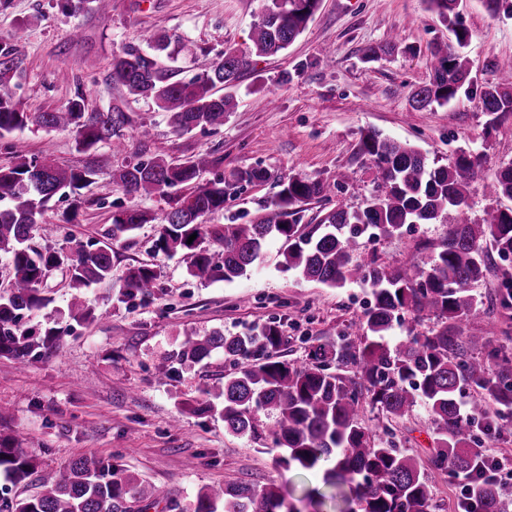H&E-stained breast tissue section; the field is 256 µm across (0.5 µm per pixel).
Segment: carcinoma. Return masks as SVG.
I'll return each mask as SVG.
<instances>
[{
  "mask_svg": "<svg viewBox=\"0 0 512 512\" xmlns=\"http://www.w3.org/2000/svg\"><path fill=\"white\" fill-rule=\"evenodd\" d=\"M322 0H264L249 53L229 51L210 68L188 81L173 79L158 53L176 44L193 52V45L176 34L160 33L152 52L129 47L112 55L109 78L134 96L153 100L169 113L177 133L216 129L235 107L230 89L248 64L247 55H275L288 48L307 28ZM432 11L452 26L455 45L435 43L436 61L428 81L414 93L415 108L450 105L459 90L472 83L470 63L457 49L467 42L458 22L456 0H429ZM23 58L11 46L0 45V138L31 124L75 134L76 148L88 151L103 141L125 149L121 130L128 118L117 106L90 112L78 92L64 109L27 112L7 90L23 71ZM479 102L489 116L488 126L512 115V80L488 81ZM15 161L0 166V254L8 256L12 283L0 296V356L23 361L36 348L49 350L60 338L59 328L46 327L34 335L18 329L23 313L47 308L53 299L40 284L45 273L64 267L70 287L87 288L112 274V243L134 236L143 224L158 225L156 248L182 253L190 276L209 278L218 272L226 282L247 275L268 239L288 243L283 267L300 278L329 288L364 283L372 300L361 316L359 336L342 335L310 351L311 362L290 366L278 359L284 344L276 323L270 322L238 336L220 330L187 342L177 359L195 364L224 352L236 371L224 375L225 430L236 437L260 440L279 452L278 462L323 472L335 488L337 512H436V477L446 474L467 481L475 512H509L496 482L483 476L477 463L493 458L479 434H512V334L493 329L465 335L478 311L475 286L483 281L494 257L512 255V209L496 210L486 224H473L466 195L477 174L478 158L461 152L448 166H431L416 147L372 130L363 134L359 152L373 164L375 187L364 207L341 206L320 221L323 230L300 233L297 205L328 197L321 179L290 175L277 181L279 191L248 224H207L204 217L224 210L228 191L239 184L270 178L263 168H235L226 176L198 182L201 172L218 163L207 154L182 162L163 157L138 158L113 172V180L132 194L164 195L181 186L186 192L171 199L169 208L149 213L136 208L112 214L102 245L89 249L38 250L31 245L34 231L49 236L41 224L48 203L66 190L77 195L92 183L90 166L70 168L51 159L27 156L23 143L13 144ZM490 197L512 199V162L497 170L488 184ZM457 222L431 255L388 272L376 254L361 258L362 239L375 241L405 225L431 224L448 209ZM196 235L188 241L190 235ZM222 246L215 260L208 243ZM156 274L148 265L127 269L121 295L148 296ZM512 311V271L502 270L499 287L489 297L488 311ZM78 323L98 319L80 296L68 305ZM410 316L434 319L423 334L387 339L393 325ZM354 369V376L342 374ZM473 388L469 412L459 398L463 386ZM424 407L434 425L437 448L431 468L398 448L391 423ZM387 419L382 432L366 426V408ZM0 476L11 485L34 484L25 497H0V512H146L167 497L165 489L129 470L116 456L78 457L54 472L40 470L36 456L0 439ZM191 512H294L275 486L256 488L246 483L213 486L197 494Z\"/></svg>",
  "mask_w": 512,
  "mask_h": 512,
  "instance_id": "obj_1",
  "label": "carcinoma"
}]
</instances>
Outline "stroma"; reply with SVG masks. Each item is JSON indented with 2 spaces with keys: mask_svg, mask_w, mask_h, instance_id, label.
Instances as JSON below:
<instances>
[{
  "mask_svg": "<svg viewBox=\"0 0 512 512\" xmlns=\"http://www.w3.org/2000/svg\"><path fill=\"white\" fill-rule=\"evenodd\" d=\"M262 9L263 0H111L102 14L88 0L70 14L56 0H6L0 44L16 42L24 60L10 91L29 112L61 109L78 92L95 110L120 107L130 118L129 151L169 160L211 154L219 163L206 172L209 180L234 168L268 170L270 181L234 189L223 211L207 216L210 224L248 223L274 197L276 178L295 173L331 186L329 198L302 204V230L335 206L361 207L374 177L358 151L367 130L409 143L443 166L463 150L478 156L479 174L467 198L473 222L512 208V199L485 192L496 170L512 161V116L487 130L473 88L445 107L413 106L433 66L430 45L454 39L428 0H322L286 50L250 55L233 90L237 106L214 131L174 132L165 112L108 78L114 53L125 46L147 49L151 37L166 32L196 45L195 55H178L171 64L175 79H191L226 51L247 52ZM458 12L468 31L462 54L485 81L484 62L512 58V16L490 15L482 0H459ZM143 125L151 130L144 145L136 139ZM18 137L29 154L96 171L80 198L59 195L49 202L41 221L55 225L56 233L37 239L39 248L95 247L117 207L153 213L167 206V197L128 195L114 183L112 173L125 157L111 143L81 152L73 134L35 124ZM456 216L452 210L436 223L380 237L376 254L391 270L417 261L442 243ZM156 238V226L146 224L132 241L113 245L111 279L83 291L99 315L88 324L69 323L64 315L71 294L65 271L47 274L42 288L54 300L52 309L26 313L20 326L41 329L53 320L63 335L26 360L0 357V437L37 455L46 472L77 457L117 455L128 469L165 487L186 512L199 491L226 483L272 484L294 504L306 490L323 489L322 473L280 465L276 453L225 432L221 392L232 362L217 354L205 365L181 363L173 355L213 330L234 336L273 321L285 338L284 359L305 362L312 346L348 332L369 304V286L329 288L282 271L280 239L267 241L247 276L231 283L200 280L188 274L181 256L157 253ZM142 264L157 273L153 294L118 301L125 272ZM167 357L172 370L158 377L154 366ZM397 444L428 464L435 435L424 408L401 423Z\"/></svg>",
  "mask_w": 512,
  "mask_h": 512,
  "instance_id": "stroma-1",
  "label": "stroma"
}]
</instances>
